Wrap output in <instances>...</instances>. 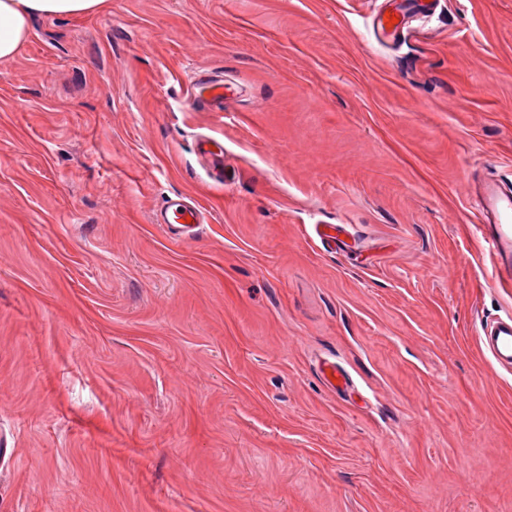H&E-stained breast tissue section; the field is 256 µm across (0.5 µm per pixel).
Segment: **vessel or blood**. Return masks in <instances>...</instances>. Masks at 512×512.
Instances as JSON below:
<instances>
[{
    "label": "vessel or blood",
    "instance_id": "vessel-or-blood-1",
    "mask_svg": "<svg viewBox=\"0 0 512 512\" xmlns=\"http://www.w3.org/2000/svg\"><path fill=\"white\" fill-rule=\"evenodd\" d=\"M197 92L193 105L204 100L223 101L224 80L215 73H202L196 79ZM477 208L483 218L478 230L496 259V288H512V184L485 181L474 191ZM199 214L183 197L169 199L156 214V221L180 231L191 230ZM480 342L495 364L512 372V314L498 318L482 329Z\"/></svg>",
    "mask_w": 512,
    "mask_h": 512
}]
</instances>
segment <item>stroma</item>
Wrapping results in <instances>:
<instances>
[{"label":"stroma","instance_id":"obj_1","mask_svg":"<svg viewBox=\"0 0 512 512\" xmlns=\"http://www.w3.org/2000/svg\"><path fill=\"white\" fill-rule=\"evenodd\" d=\"M383 2L31 18L0 61V512H512L479 341L512 291L469 196L512 174V0L395 44ZM175 195L190 235L154 221ZM197 92L192 99L194 106H199L201 103L207 101H217L222 103L224 101V80L221 76L215 73H202L196 79ZM207 93L209 99H204L203 95Z\"/></svg>","mask_w":512,"mask_h":512}]
</instances>
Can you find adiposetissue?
<instances>
[{"label": "adipose tissue", "instance_id": "ef3b65f1", "mask_svg": "<svg viewBox=\"0 0 512 512\" xmlns=\"http://www.w3.org/2000/svg\"><path fill=\"white\" fill-rule=\"evenodd\" d=\"M108 0H0V60L14 58L29 35L33 16H86L101 11Z\"/></svg>", "mask_w": 512, "mask_h": 512}]
</instances>
